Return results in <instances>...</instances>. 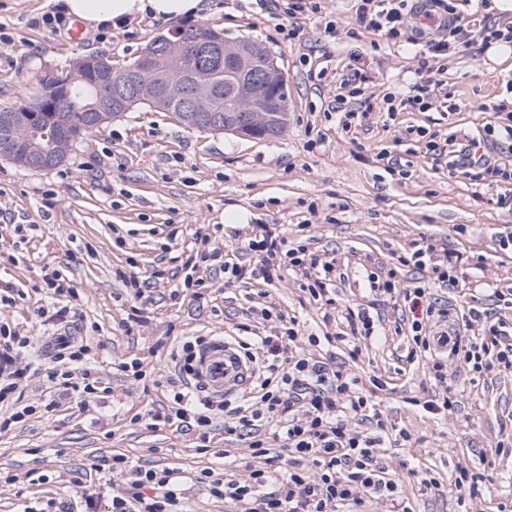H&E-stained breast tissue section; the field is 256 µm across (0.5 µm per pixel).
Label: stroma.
Listing matches in <instances>:
<instances>
[{"label":"stroma","instance_id":"1","mask_svg":"<svg viewBox=\"0 0 512 512\" xmlns=\"http://www.w3.org/2000/svg\"><path fill=\"white\" fill-rule=\"evenodd\" d=\"M60 2L0 0V109L29 100L45 72H69L85 55L106 54L113 68H122L169 27L136 17L118 29H85L74 43L71 18L52 28L42 22ZM320 6L291 18L277 0H204L197 18L226 39L262 41L275 57L288 77V125L279 136L189 129L143 105L86 136L54 169L29 171L0 160V256L9 260L0 272L8 296L0 324L33 337L24 358L37 365L44 361L42 343L72 326L103 384L80 398L54 396L40 372L21 384L20 403L32 411L25 422L0 430V512L53 500L81 512L83 488L98 485L116 452L187 472L245 464V443L225 439L223 430H216L211 449L201 450L193 432L133 424L165 398L154 385L168 366L165 352L153 348L158 338L236 336L245 326L262 334L271 325L259 311L271 307L297 318L305 331L332 335L334 362L347 361L345 320L324 321L300 270H284L269 283L258 276L230 281L216 271L199 296L180 292L183 264L204 236L236 252L248 268L259 267L248 248L257 224L307 251L335 250L338 309L374 305L384 314L385 338L363 349L354 371L361 380H381L373 401L404 433L386 448L385 463L403 478L412 512H512V453L496 449L512 437V369L473 380L449 368L461 404L428 418L421 403L432 398L435 383L423 363L405 359L409 342L398 330L405 303H374L365 289L367 274L393 268L402 284L430 289L449 323L473 305L493 309L512 331V207L498 202L512 186L449 174L423 149L409 153L399 143L410 125L442 139H479L487 128L511 123L500 105L512 102V70L490 61L478 44L449 53L447 91L462 109L447 112L439 100L424 112L390 116L382 99L413 81L417 46L364 29L358 0H320ZM350 77L368 87L373 109L346 129L344 111L354 105L344 84ZM382 152L394 166L379 160ZM230 210L247 212V223H225ZM20 224L27 233H17ZM424 237L460 254L455 287H439L430 269L398 264ZM45 266L73 285V296L60 301L64 318L42 313ZM132 268L144 283L137 297L121 278ZM132 358L142 361L141 379L116 369ZM460 467L478 475L477 495L460 498L454 483ZM426 471L436 485L421 484Z\"/></svg>","mask_w":512,"mask_h":512}]
</instances>
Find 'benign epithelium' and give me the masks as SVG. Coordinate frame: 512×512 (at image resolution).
<instances>
[{
  "label": "benign epithelium",
  "mask_w": 512,
  "mask_h": 512,
  "mask_svg": "<svg viewBox=\"0 0 512 512\" xmlns=\"http://www.w3.org/2000/svg\"><path fill=\"white\" fill-rule=\"evenodd\" d=\"M218 49L224 53V85L232 87L231 95L224 98V109L216 107L213 84L205 76L189 83L161 80L132 87L118 83L113 85L112 99L99 94L90 97L85 107L87 125L99 127L122 118L138 103L167 107L176 102L179 112L175 113V118L188 128L250 138L274 137L281 133L288 120L284 99L272 96L257 105L244 87L248 79L278 86L287 82L283 69L259 41L231 42L224 38V33L212 28L207 35L197 36L194 30L181 26L158 37L154 49L141 56L139 71L155 74L158 60L170 54L184 56L189 52L204 60L214 56ZM56 111L57 102L38 99L27 105L21 117L0 121V159L32 171H47L64 162L75 146V140L66 132L57 133L58 143L51 151L31 145L27 136L28 131L38 125L41 113Z\"/></svg>",
  "instance_id": "7a95c632"
}]
</instances>
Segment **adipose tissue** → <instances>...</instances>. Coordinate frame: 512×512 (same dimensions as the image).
<instances>
[{"instance_id":"obj_1","label":"adipose tissue","mask_w":512,"mask_h":512,"mask_svg":"<svg viewBox=\"0 0 512 512\" xmlns=\"http://www.w3.org/2000/svg\"><path fill=\"white\" fill-rule=\"evenodd\" d=\"M202 8V0H64L63 5L68 16L94 29L116 28L135 16L165 21L190 18Z\"/></svg>"}]
</instances>
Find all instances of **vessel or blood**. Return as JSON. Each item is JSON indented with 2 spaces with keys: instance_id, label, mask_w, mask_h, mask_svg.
<instances>
[{
  "instance_id": "vessel-or-blood-1",
  "label": "vessel or blood",
  "mask_w": 512,
  "mask_h": 512,
  "mask_svg": "<svg viewBox=\"0 0 512 512\" xmlns=\"http://www.w3.org/2000/svg\"><path fill=\"white\" fill-rule=\"evenodd\" d=\"M251 373V365L236 346L224 337L216 336L201 347L194 364L193 379L211 396L222 399L245 387Z\"/></svg>"
}]
</instances>
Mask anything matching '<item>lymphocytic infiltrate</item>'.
<instances>
[{
	"label": "lymphocytic infiltrate",
	"instance_id": "1",
	"mask_svg": "<svg viewBox=\"0 0 512 512\" xmlns=\"http://www.w3.org/2000/svg\"><path fill=\"white\" fill-rule=\"evenodd\" d=\"M434 5L451 16L448 37L428 42L427 54L420 58L407 92L384 96L386 112L430 108L444 86L430 64L431 58L446 55L451 49L465 51L476 42L484 46L497 41L512 43L511 29L487 21L474 23L455 14L449 0H434ZM408 7L409 0H360L359 19L365 29L395 39L405 33ZM404 137L409 141L425 139L428 154L445 159L450 170L463 176L499 182L512 179L511 172L486 155L476 154L475 141L462 142L451 136L440 143L427 139L425 130L414 127L406 128ZM249 246L261 254L264 280L279 277L287 266L300 269L311 281L313 298L335 308L331 287L334 254L306 252L303 246L288 244L266 228ZM411 258L417 267H430L442 286L455 285L459 257L437 247L434 239L416 243ZM213 266L237 280L248 275L247 267L223 250L206 248L187 259L183 288L204 286L202 272ZM367 287L375 296L403 297L413 315L407 358L424 360L435 380L444 384L441 397L424 402L428 414H447L458 403L459 391L444 383L447 363L463 366L478 376L496 368L512 369V335L487 311L469 309L462 319L463 332L438 334L426 329L436 312L427 289L401 285L392 271L383 279L368 276ZM477 321L481 329L468 334V327ZM32 342V337L15 335L0 325V403L25 377L20 351ZM203 342L200 336L156 341V348L166 350L171 364L165 375L170 396L164 411L149 409L142 418L195 431L204 444L212 440L215 419H223L225 436L245 442L250 450L252 461L245 475L211 468L186 475L178 468H147L116 455L112 472L122 477L123 487L112 497L111 512H181V500L191 483L203 485L211 497L237 507L239 512H360L369 501L382 504L385 512H409L401 483L381 461L395 428L372 403L380 380H372L366 387L344 366L316 359L307 348L317 344V336L303 334L299 322L292 318L285 331L235 337L243 357L253 363L255 375L247 396L214 401L192 381L196 353ZM444 348L449 351L445 360L437 356ZM87 355L86 345L62 342L55 356L57 366L48 377L59 381L64 395L77 398L94 390L97 379Z\"/></svg>",
	"mask_w": 512,
	"mask_h": 512
}]
</instances>
